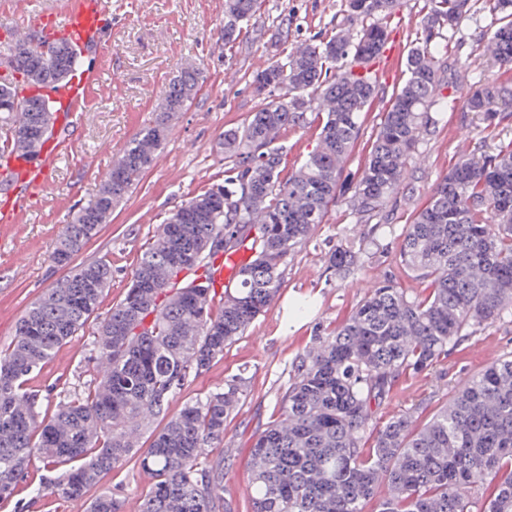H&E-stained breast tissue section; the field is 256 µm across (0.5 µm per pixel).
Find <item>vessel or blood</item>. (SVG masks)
Masks as SVG:
<instances>
[{
    "label": "vessel or blood",
    "instance_id": "1",
    "mask_svg": "<svg viewBox=\"0 0 512 512\" xmlns=\"http://www.w3.org/2000/svg\"><path fill=\"white\" fill-rule=\"evenodd\" d=\"M31 15L33 24L17 27L18 38L32 35L40 41L66 42L81 55L94 56L97 65L50 89L57 123L47 140L33 151L16 149L0 162L1 224L17 222L27 199L49 183L57 162L73 150L69 132L83 121L87 112L93 111L102 79L112 69L109 48L102 41L108 24V0H65L62 9L38 6ZM250 256V249L245 247L229 255L227 264L217 273L218 279L231 283Z\"/></svg>",
    "mask_w": 512,
    "mask_h": 512
}]
</instances>
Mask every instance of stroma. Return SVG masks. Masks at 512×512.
<instances>
[{
  "label": "stroma",
  "instance_id": "obj_1",
  "mask_svg": "<svg viewBox=\"0 0 512 512\" xmlns=\"http://www.w3.org/2000/svg\"><path fill=\"white\" fill-rule=\"evenodd\" d=\"M341 0H261L260 8L234 44L225 48L224 0H112V74L104 83L94 110L88 113L76 137L77 148L62 159L51 186L29 199L19 223L0 224V348L7 347L18 319L30 304L51 288L63 271L51 258L55 243L77 207L94 196L100 182L123 149L150 126L163 91L182 67L193 63L206 71L205 83L192 104L170 123L155 161L132 193L118 205L109 224L79 254L89 262L101 257L112 263V281L105 291L98 317L121 300L133 272L159 224L175 205L224 180V132L241 125L263 107L253 93L254 73L279 59L278 16L291 15L289 44L329 33L340 20ZM485 13L464 18L448 34V58L473 55L479 37L490 28ZM318 119L280 132L276 143L287 152L289 165L300 163L316 142ZM462 111L442 114L425 136L413 173L390 199L385 224L375 243H362L363 225L346 205L332 207L307 245L288 261L275 305L262 313L223 358L190 377L170 404L178 412L190 399L222 386L225 379L245 373L246 392L226 422L224 498L232 512H251L247 499L249 440L268 420L287 388L295 358L312 343L316 333L343 321L363 297L368 285L383 278L419 293L421 282L403 275L398 254L404 224L423 203L436 180L447 173L465 146L482 138ZM489 144L498 137L484 136ZM360 244L362 271L342 280L328 267L336 246ZM311 298L313 310L292 320L293 300ZM97 327L89 321L84 331L63 345L44 365L36 386L50 403H57L60 385H82L93 362L89 341ZM512 354V313L478 328L449 347L447 356L432 369L400 377L391 395L374 409L373 424L382 426L406 411L426 420L462 383L488 363ZM43 461H35L26 482L13 498L0 501V512H88L92 498L111 495L121 512H140L142 493L153 476L135 459H127L88 495L66 499L52 495L32 500L30 486L47 476Z\"/></svg>",
  "mask_w": 512,
  "mask_h": 512
}]
</instances>
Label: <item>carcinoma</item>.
I'll return each instance as SVG.
<instances>
[{"instance_id":"1","label":"carcinoma","mask_w":512,"mask_h":512,"mask_svg":"<svg viewBox=\"0 0 512 512\" xmlns=\"http://www.w3.org/2000/svg\"><path fill=\"white\" fill-rule=\"evenodd\" d=\"M401 0H343L335 31L290 48L256 72L254 92L267 99L242 125L224 131V182L181 201L157 228L124 297L98 323L93 378L64 391L54 409L30 385L34 374L87 325L112 280L95 260L71 268L154 160L174 116L204 83L201 67H184L164 92L153 124L124 149L96 195L65 225L52 259L64 274L16 323L0 350V501L13 496L34 454L54 477L31 487L81 498L133 455L139 432L165 415L191 375L224 356L277 298L288 258L304 247L329 209L345 203L366 224L387 203L434 125L454 110L455 93L437 58L445 33L475 9L494 23L484 68L464 111L480 130L512 122V0H426L402 79L359 173L343 163L363 135L361 115L378 97L373 63L389 39L386 19ZM259 0H224V44L240 36ZM9 71L0 75V156L45 139L53 105L46 94L21 98L17 84L43 89L76 75L80 54L64 42L51 62L38 46L7 35ZM323 115L317 142L288 167L273 134ZM398 262L426 283L412 294L392 279L373 285L349 316L294 361L292 382L249 454L251 512H365L376 486L388 496L372 512H512V356L472 375L423 425L412 413L370 432L372 407L403 373H422L448 346L512 312V140L490 149L481 140L436 182L402 229ZM253 255L230 287H210L218 256L241 246ZM329 268L342 279L361 270L357 251L338 246ZM245 378L185 402L137 457L154 482L141 512H231L224 502V422L239 406ZM89 512H121L109 495Z\"/></svg>"}]
</instances>
